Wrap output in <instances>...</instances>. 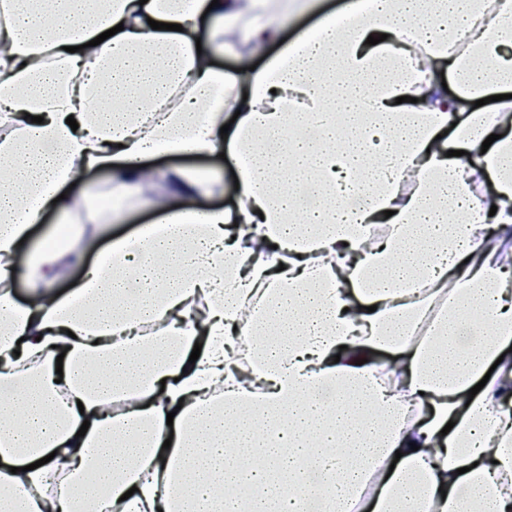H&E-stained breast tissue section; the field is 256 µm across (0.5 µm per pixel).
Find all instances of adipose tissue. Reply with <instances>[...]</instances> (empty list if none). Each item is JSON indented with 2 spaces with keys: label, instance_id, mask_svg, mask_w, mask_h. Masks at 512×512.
<instances>
[{
  "label": "adipose tissue",
  "instance_id": "adipose-tissue-1",
  "mask_svg": "<svg viewBox=\"0 0 512 512\" xmlns=\"http://www.w3.org/2000/svg\"><path fill=\"white\" fill-rule=\"evenodd\" d=\"M319 3L13 0L0 512H512V0ZM180 165H189L203 170L208 175L220 179L224 182V197L211 201L215 205H224V208L231 206L233 194L231 192V164L225 160L224 165L218 159H183L179 161ZM153 217L149 208L139 210L126 211L123 219L116 223H112V236H127L132 234L140 225L147 224Z\"/></svg>",
  "mask_w": 512,
  "mask_h": 512
}]
</instances>
